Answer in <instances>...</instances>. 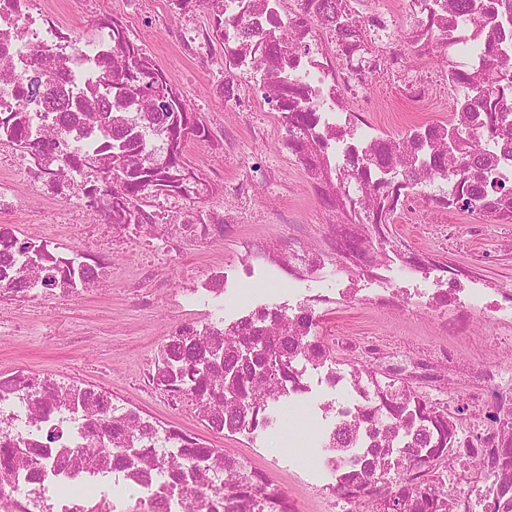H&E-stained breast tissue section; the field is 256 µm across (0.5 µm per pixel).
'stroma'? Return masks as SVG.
I'll return each mask as SVG.
<instances>
[{
    "label": "stroma",
    "instance_id": "1",
    "mask_svg": "<svg viewBox=\"0 0 512 512\" xmlns=\"http://www.w3.org/2000/svg\"><path fill=\"white\" fill-rule=\"evenodd\" d=\"M104 12L121 11L130 17V30L145 52L161 67L183 79L185 100L193 110L203 112L218 124L236 129L241 152L231 158L223 147L188 144L185 155L200 174L223 173L225 178L238 176L242 164L253 155H260L274 173L273 179L261 183L255 190L256 200L264 212L262 224H244L239 237L225 240L217 251L225 261L238 258L240 240L256 232L282 235L292 232L289 224L279 223L278 217L288 211L297 214L301 230L309 241L323 234V209L307 193L305 176L299 162L279 143L276 134L263 139L252 135L257 126L252 116L226 110L218 90L223 82L224 66L220 63L198 68L196 63L176 46L171 31L156 27L150 19L158 0H97ZM442 219L454 225L462 238L457 246H442L423 232L426 224ZM477 217L468 211L452 208L442 216H434L428 207H418L411 216L395 217L390 232L391 242H402L430 251L434 260L448 263L470 272L486 282L512 289V224H487L478 236H470L469 227ZM117 267L124 273H137L140 282L153 284L162 279L168 289L180 283L188 268L184 259L162 258L134 269L129 254L118 255ZM176 313L166 305L161 294L152 306H141L129 289L113 287L83 295L70 311L54 314L42 307L21 313L30 330L24 336L0 335V371L7 372L19 365L52 370H71L89 379L105 378L115 386L130 385L145 359L154 354L164 340V332ZM323 331H345L367 328L374 336L414 347L431 349L441 341L433 321L382 311L350 306L322 312ZM502 327L479 317L471 321L470 333L461 343V359L474 370L485 364V346L501 343L499 360L512 363V347L504 345Z\"/></svg>",
    "mask_w": 512,
    "mask_h": 512
}]
</instances>
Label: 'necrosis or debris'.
Returning a JSON list of instances; mask_svg holds the SVG:
<instances>
[{"label": "necrosis or debris", "mask_w": 512, "mask_h": 512, "mask_svg": "<svg viewBox=\"0 0 512 512\" xmlns=\"http://www.w3.org/2000/svg\"><path fill=\"white\" fill-rule=\"evenodd\" d=\"M71 3L88 18L84 32L63 22L59 0H0V119L32 143L19 147L0 127V311L64 306L109 287L118 253L143 259L159 241L166 252L201 257V244L238 235L258 179L269 174L258 158L232 182L174 164L162 113L100 84L110 74L131 88L154 68L127 17L98 11L95 0ZM395 4L389 13L368 0H163L157 21L180 32L194 60L223 62L227 107L245 111L259 96L263 118L284 130L328 231L315 247L298 233L252 235L237 261L188 271L169 302L196 315L173 321L140 371L151 399L192 407L247 453L223 452L109 383L20 366L0 372V512H224L229 500L235 512H311L314 503L345 512L361 500L382 502L370 484L389 472L393 491L410 494L406 512H423V488L446 498L444 512H512V368L474 374L458 349L472 316L512 325V289L453 267L406 285L405 275L431 267L427 251L403 249V272L394 274L376 255V224L346 222L339 210L357 202L370 217L377 200L394 215L421 201L443 212L456 206L460 179L476 171L481 188L512 190V138L489 127L484 112L488 99L512 112V9L504 0ZM200 7L208 23L196 21ZM413 53L439 54L446 67L411 74ZM382 76L398 79L399 100L413 112L456 94L453 120L469 128V145L449 147L447 126L433 122L385 137L367 118ZM34 78L43 94L31 100L23 91ZM118 142L133 165L162 173L134 198L110 178ZM214 196L233 207L205 214L189 205ZM39 197L104 222L111 237L73 246L52 230L22 249L10 217L30 213ZM366 278L378 288H359ZM349 305L430 318L444 341L421 355L353 333L318 335L320 313ZM257 336L290 359L261 397L236 406L210 399L208 386H234L220 366L194 392L177 379L184 351L236 361ZM338 351L349 362L335 361ZM452 381L463 395L458 410L439 399ZM282 405L307 419L285 461L298 465L301 448L316 454L297 488L255 459L275 436Z\"/></svg>", "instance_id": "4bbe7bcc"}]
</instances>
